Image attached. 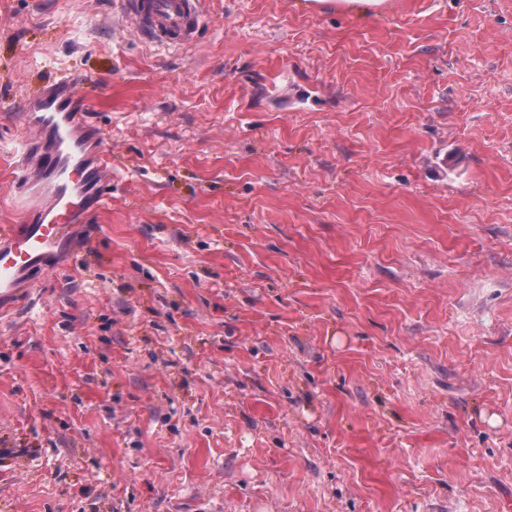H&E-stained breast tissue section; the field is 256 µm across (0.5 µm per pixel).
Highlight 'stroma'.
<instances>
[{
  "mask_svg": "<svg viewBox=\"0 0 512 512\" xmlns=\"http://www.w3.org/2000/svg\"><path fill=\"white\" fill-rule=\"evenodd\" d=\"M108 207L0 314V512H512V0H0L67 74ZM205 0H125L138 33L151 42L180 47L191 43L204 16ZM387 2L386 0H309L305 1V3L301 2V4L307 7H334L349 11L356 10L364 14L368 12H376L378 14L388 7Z\"/></svg>",
  "mask_w": 512,
  "mask_h": 512,
  "instance_id": "stroma-1",
  "label": "stroma"
}]
</instances>
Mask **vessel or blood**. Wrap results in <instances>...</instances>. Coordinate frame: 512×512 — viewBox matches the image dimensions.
Listing matches in <instances>:
<instances>
[{
    "label": "vessel or blood",
    "mask_w": 512,
    "mask_h": 512,
    "mask_svg": "<svg viewBox=\"0 0 512 512\" xmlns=\"http://www.w3.org/2000/svg\"><path fill=\"white\" fill-rule=\"evenodd\" d=\"M204 4L125 0L140 35L175 47L195 39ZM87 118L85 101L65 79L45 86L27 105L19 159L31 190L22 198L23 223L0 225V303L17 298L22 284L47 271L48 258L66 243L73 225L101 211L111 196L105 149Z\"/></svg>",
    "instance_id": "b4317fda"
}]
</instances>
